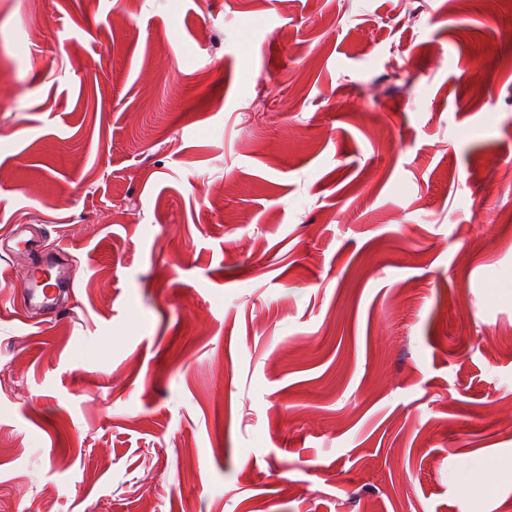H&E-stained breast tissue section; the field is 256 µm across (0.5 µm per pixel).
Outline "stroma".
<instances>
[{"label": "stroma", "mask_w": 512, "mask_h": 512, "mask_svg": "<svg viewBox=\"0 0 512 512\" xmlns=\"http://www.w3.org/2000/svg\"><path fill=\"white\" fill-rule=\"evenodd\" d=\"M509 208L512 0H0V512H498Z\"/></svg>", "instance_id": "35a3bbf8"}]
</instances>
